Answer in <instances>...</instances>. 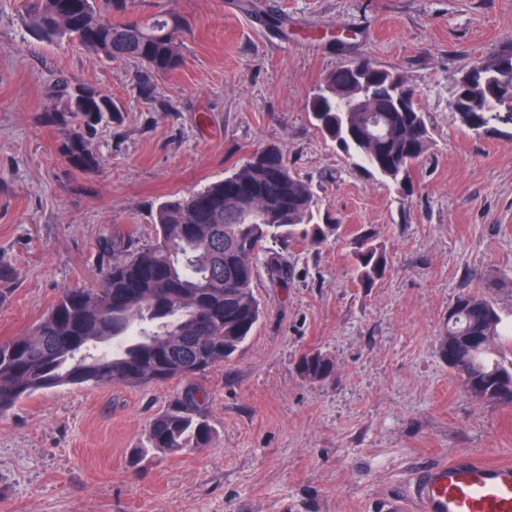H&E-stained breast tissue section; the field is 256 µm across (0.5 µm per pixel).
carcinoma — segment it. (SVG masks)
<instances>
[{
	"mask_svg": "<svg viewBox=\"0 0 512 512\" xmlns=\"http://www.w3.org/2000/svg\"><path fill=\"white\" fill-rule=\"evenodd\" d=\"M126 0H29L30 27L51 42H79L108 60L133 58L155 75L183 64L179 36L183 21L153 14L114 21ZM374 67L360 87L375 108L352 111L351 64ZM393 68L368 58L349 60L330 72L324 88L308 101L315 125L350 156L394 183H409L431 148L430 132L418 99L395 102ZM63 110L48 113L57 123L69 113L95 132L112 122V98L86 84L59 81ZM461 125L480 132L483 125L512 126V57L492 55L474 62L459 79L450 103ZM63 155L78 168L96 158L82 133L71 135ZM317 203L311 185L288 165L282 150L266 146L223 179L186 195H170L153 215L151 244L130 249L129 232L106 236L99 244L101 285L66 289L31 330L0 343V415L37 392L66 385L136 386L154 380L182 379L224 364L251 336L261 308L253 291L257 260L265 255L271 279L285 287L290 268L284 251L290 242L329 241L337 224L315 222ZM281 251L266 250L265 243ZM124 249L123 258L106 261ZM388 269L383 248L362 234L353 250L357 284L370 290ZM439 340L440 355L458 374L463 388L478 400L512 403V361L497 358V348L512 329L502 325L484 297L459 296ZM301 376L319 382L333 372L319 351L299 361ZM206 394L189 388L149 424L142 447L130 465L152 452L203 448L213 430L203 409Z\"/></svg>",
	"mask_w": 512,
	"mask_h": 512,
	"instance_id": "obj_1",
	"label": "carcinoma"
}]
</instances>
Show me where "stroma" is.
Returning <instances> with one entry per match:
<instances>
[{
	"instance_id": "obj_1",
	"label": "stroma",
	"mask_w": 512,
	"mask_h": 512,
	"mask_svg": "<svg viewBox=\"0 0 512 512\" xmlns=\"http://www.w3.org/2000/svg\"><path fill=\"white\" fill-rule=\"evenodd\" d=\"M254 2L287 14L292 35L241 0H127V16L186 21L184 66L151 77L42 40L26 0H0V342L61 290L99 287L103 235L147 234L165 196L223 179L256 148L279 147L340 225L327 243L289 245L287 287L258 270L252 335L192 383L208 446L130 465L184 380L41 391L0 416V512H378L423 464L512 462V405L470 396L438 349L464 293L512 325V126L478 134L450 109L459 73L512 40V0ZM359 56L417 92L432 148L411 187L357 165L308 117L324 76ZM62 78L119 108L89 170L62 154L78 119L43 122ZM365 232L388 262L369 291L352 273ZM312 350L334 363L320 382L298 372Z\"/></svg>"
}]
</instances>
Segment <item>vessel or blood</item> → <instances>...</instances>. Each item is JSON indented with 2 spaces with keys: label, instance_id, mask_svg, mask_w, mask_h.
<instances>
[{
  "label": "vessel or blood",
  "instance_id": "b4317fda",
  "mask_svg": "<svg viewBox=\"0 0 512 512\" xmlns=\"http://www.w3.org/2000/svg\"><path fill=\"white\" fill-rule=\"evenodd\" d=\"M512 512V462L458 456L418 470L407 493L393 492L379 512Z\"/></svg>",
  "mask_w": 512,
  "mask_h": 512
}]
</instances>
